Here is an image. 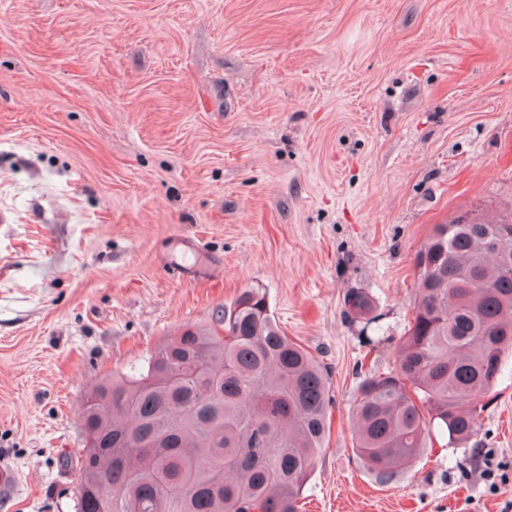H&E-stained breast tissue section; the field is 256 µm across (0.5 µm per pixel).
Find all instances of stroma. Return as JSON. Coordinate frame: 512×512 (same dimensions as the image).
Instances as JSON below:
<instances>
[{
  "label": "stroma",
  "mask_w": 512,
  "mask_h": 512,
  "mask_svg": "<svg viewBox=\"0 0 512 512\" xmlns=\"http://www.w3.org/2000/svg\"><path fill=\"white\" fill-rule=\"evenodd\" d=\"M511 210L512 0H0V512H75L86 392L256 285L329 373L303 512H512V354L390 481L351 423L433 225ZM344 303L350 321L363 323V331L365 327L376 323L378 317L374 315L375 304L366 292L351 289L345 295Z\"/></svg>",
  "instance_id": "obj_1"
}]
</instances>
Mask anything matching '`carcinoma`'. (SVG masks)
Wrapping results in <instances>:
<instances>
[{
	"label": "carcinoma",
	"mask_w": 512,
	"mask_h": 512,
	"mask_svg": "<svg viewBox=\"0 0 512 512\" xmlns=\"http://www.w3.org/2000/svg\"><path fill=\"white\" fill-rule=\"evenodd\" d=\"M512 213L434 226L415 252L413 317L386 370L370 366L353 401L354 451L380 481L433 446L475 434L478 399L512 352ZM350 321L376 323L351 289ZM189 326L144 365L88 391L76 512H299L327 435L330 383L288 339L261 287L218 320ZM106 480L109 493L95 491Z\"/></svg>",
	"instance_id": "carcinoma-1"
}]
</instances>
